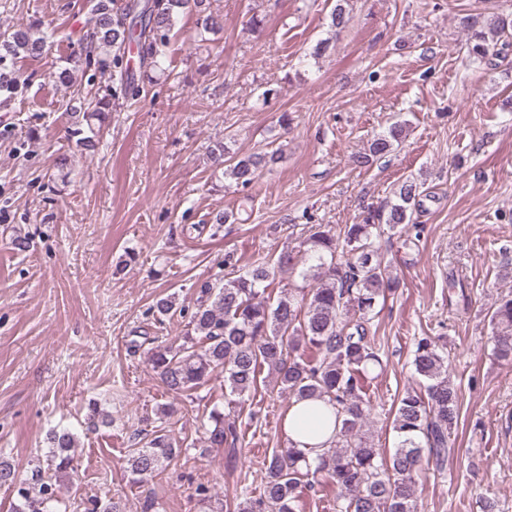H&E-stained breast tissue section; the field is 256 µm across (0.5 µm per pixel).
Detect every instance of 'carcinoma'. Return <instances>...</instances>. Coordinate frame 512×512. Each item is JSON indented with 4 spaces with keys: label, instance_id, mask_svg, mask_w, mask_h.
<instances>
[{
    "label": "carcinoma",
    "instance_id": "carcinoma-1",
    "mask_svg": "<svg viewBox=\"0 0 512 512\" xmlns=\"http://www.w3.org/2000/svg\"><path fill=\"white\" fill-rule=\"evenodd\" d=\"M207 0H157L155 9L140 8V0L111 7L98 0L87 20L89 40L85 62H112V79L124 94L140 92L139 83L164 70V48L178 17L198 15L204 31L222 28L223 19L206 12ZM352 20L349 0H336L331 26L346 27ZM470 63L492 66L512 50V17L498 14L480 22L464 19ZM0 100L10 101L21 87L14 69L19 57H39L47 51L40 24H17L0 33ZM138 58V70L130 67ZM113 90L104 89L83 99L71 113L72 136L86 151L94 150ZM406 137V124L393 122L375 136L356 162L369 166L390 155ZM282 157V149L238 157L218 143L210 160L242 188L252 186L261 171ZM422 183L406 178L393 191V200L366 208L362 221L346 224L334 234L314 228L297 251L281 253L276 262L255 261L238 277L208 284L190 312V331L177 346L151 351L154 371L165 391L182 396L207 384L217 370L224 373V404L238 405L258 390L260 373L268 368L281 391L293 399H320L334 416V435L319 461L312 463L293 443L272 452L266 463V482L257 497L248 494L224 501L225 512H298L304 490L317 481L335 492L338 512H418L417 477L425 460L443 467L456 452L451 434L458 422V389L450 379L448 361L438 340L426 336L415 346L413 366L420 389L406 391L392 420L395 446L389 457L363 433L372 410L366 398L369 373L380 365L370 323L378 305L400 288L378 253L373 230L386 225L406 236L420 237L415 214L422 206ZM299 273L307 285L290 288L276 301L267 288L281 270ZM494 354L512 363V291L490 307ZM207 443L212 448L234 447L242 433L224 422L213 408L207 417ZM76 437L68 430L49 435L42 463L28 479L0 459V488L12 494L10 512H60V483L77 468ZM177 448L163 430L155 431L141 448L129 450V471L135 483L159 475ZM87 512H124L121 502L92 500Z\"/></svg>",
    "mask_w": 512,
    "mask_h": 512
}]
</instances>
